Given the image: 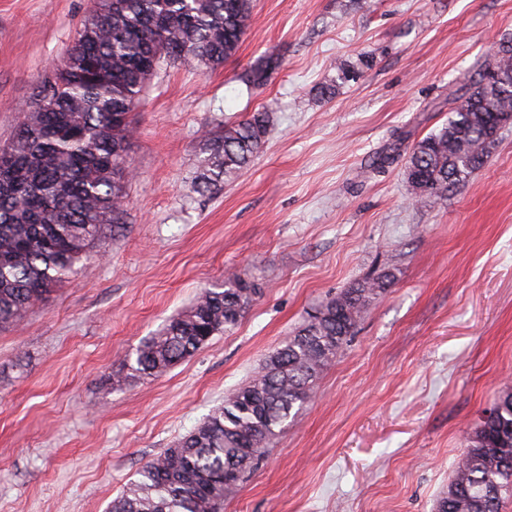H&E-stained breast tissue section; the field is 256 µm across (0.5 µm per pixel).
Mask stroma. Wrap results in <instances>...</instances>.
<instances>
[{
	"label": "stroma",
	"mask_w": 512,
	"mask_h": 512,
	"mask_svg": "<svg viewBox=\"0 0 512 512\" xmlns=\"http://www.w3.org/2000/svg\"><path fill=\"white\" fill-rule=\"evenodd\" d=\"M92 5L0 0V147ZM507 40L512 0H252L223 66L161 65L134 114L121 224L0 329V512H107L308 312L386 267L387 293L222 512H436L483 411L512 389V124L446 200L414 203L405 164ZM271 54L267 84L247 85ZM364 55L372 66L337 83ZM257 110L274 116L263 152L219 192H190L207 135ZM230 270L260 290L234 329L113 386Z\"/></svg>",
	"instance_id": "1"
}]
</instances>
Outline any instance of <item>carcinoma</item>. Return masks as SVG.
Returning <instances> with one entry per match:
<instances>
[{
	"label": "carcinoma",
	"mask_w": 512,
	"mask_h": 512,
	"mask_svg": "<svg viewBox=\"0 0 512 512\" xmlns=\"http://www.w3.org/2000/svg\"><path fill=\"white\" fill-rule=\"evenodd\" d=\"M251 13V0H95L24 112L10 158L0 161V327L76 274L119 223L134 170L128 106L141 101L154 61L221 66L236 54ZM492 67L512 85V42L479 70L448 122L411 148L406 177L414 197L444 200L486 162L489 138L512 116V95L482 84ZM272 122V113L252 112L208 139L194 191H218L235 178L262 151ZM394 278L384 270L323 304L248 383L145 462L109 512H219ZM256 295L247 274L225 276L143 340L113 381L166 373L232 329ZM511 502L512 391L505 390L468 438L437 512H504Z\"/></svg>",
	"instance_id": "cac0c4a2"
}]
</instances>
